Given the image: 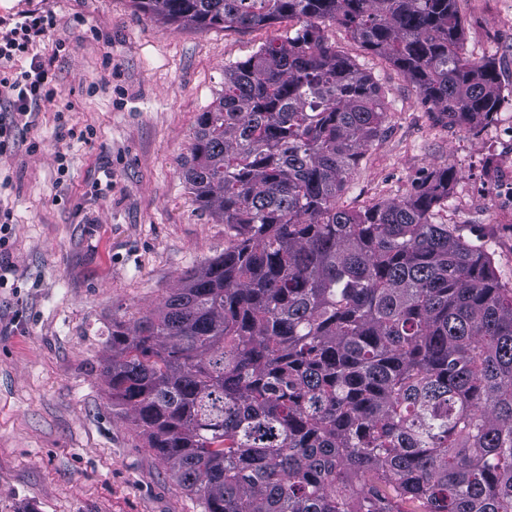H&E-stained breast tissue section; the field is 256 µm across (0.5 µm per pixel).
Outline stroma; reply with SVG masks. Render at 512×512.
<instances>
[{
  "instance_id": "1",
  "label": "stroma",
  "mask_w": 512,
  "mask_h": 512,
  "mask_svg": "<svg viewBox=\"0 0 512 512\" xmlns=\"http://www.w3.org/2000/svg\"><path fill=\"white\" fill-rule=\"evenodd\" d=\"M456 3L461 54L495 57L503 90L494 121L473 131L438 121L386 57L326 24L328 42L374 78L386 107L383 136L337 203L398 200L453 166L438 223L487 240L512 281V0ZM27 11L56 19L32 54L50 61L58 94L0 157V205L12 213L0 251V512H203L113 411L100 364L113 323L147 314L223 252L224 227L196 201L181 160L224 91L225 65L296 23L202 28L133 0H0V32ZM61 115L92 127L94 140L61 139Z\"/></svg>"
}]
</instances>
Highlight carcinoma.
Here are the masks:
<instances>
[{
    "label": "carcinoma",
    "instance_id": "1",
    "mask_svg": "<svg viewBox=\"0 0 512 512\" xmlns=\"http://www.w3.org/2000/svg\"><path fill=\"white\" fill-rule=\"evenodd\" d=\"M173 23L301 27L224 67L183 158L224 253L115 324L102 376L204 512H512V287L432 221L454 167L400 200L336 199L383 134L345 27L449 126L489 121L493 57L455 0H133Z\"/></svg>",
    "mask_w": 512,
    "mask_h": 512
}]
</instances>
